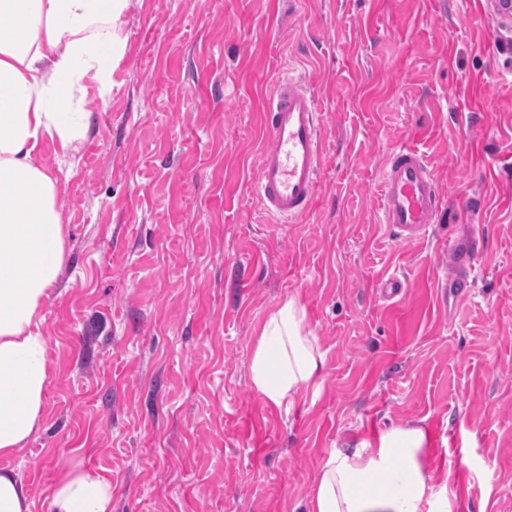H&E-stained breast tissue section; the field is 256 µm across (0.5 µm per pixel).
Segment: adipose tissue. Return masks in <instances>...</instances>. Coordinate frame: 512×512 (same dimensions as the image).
<instances>
[{"label": "adipose tissue", "instance_id": "1", "mask_svg": "<svg viewBox=\"0 0 512 512\" xmlns=\"http://www.w3.org/2000/svg\"><path fill=\"white\" fill-rule=\"evenodd\" d=\"M127 0H0V457L39 428L49 379L39 313L57 283L65 235L57 181L40 162L44 138L70 150L84 128L72 111L88 75L104 76L120 52L115 24ZM325 357L288 298L269 313L249 363L253 388L277 407L316 391ZM429 437L397 426L376 442L331 449L308 512H458L456 496L427 471ZM104 475L63 468L49 512H111Z\"/></svg>", "mask_w": 512, "mask_h": 512}]
</instances>
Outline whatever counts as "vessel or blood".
Returning a JSON list of instances; mask_svg holds the SVG:
<instances>
[{"label": "vessel or blood", "instance_id": "obj_1", "mask_svg": "<svg viewBox=\"0 0 512 512\" xmlns=\"http://www.w3.org/2000/svg\"><path fill=\"white\" fill-rule=\"evenodd\" d=\"M262 128L270 145L258 157L254 190L270 215L296 220L308 210L322 172V117L305 81L288 77L276 83L262 110ZM381 196L382 221L398 240L415 243L430 235L442 200L420 151L401 147L389 153ZM479 260L473 239L451 245L450 269L462 292L474 288Z\"/></svg>", "mask_w": 512, "mask_h": 512}]
</instances>
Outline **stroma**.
<instances>
[{
  "instance_id": "35a3bbf8",
  "label": "stroma",
  "mask_w": 512,
  "mask_h": 512,
  "mask_svg": "<svg viewBox=\"0 0 512 512\" xmlns=\"http://www.w3.org/2000/svg\"><path fill=\"white\" fill-rule=\"evenodd\" d=\"M116 33L111 73L84 81L86 133L41 146L65 227L41 311L50 376L41 427L0 457L30 512L64 465L106 475L112 512H305L331 448L416 424L459 512H512V17L491 0H129ZM285 75L324 123L291 224L252 190ZM404 145L442 195L414 244L380 222ZM463 234L481 246L467 296L448 268ZM290 297L325 368L286 409L248 366Z\"/></svg>"
}]
</instances>
